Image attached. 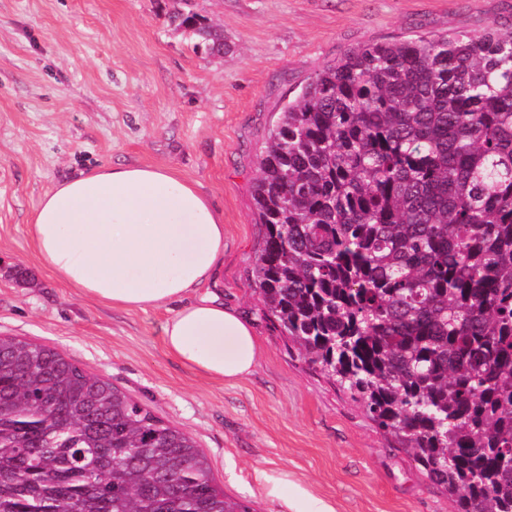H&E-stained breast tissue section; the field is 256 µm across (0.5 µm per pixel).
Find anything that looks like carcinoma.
<instances>
[{
  "label": "carcinoma",
  "mask_w": 512,
  "mask_h": 512,
  "mask_svg": "<svg viewBox=\"0 0 512 512\" xmlns=\"http://www.w3.org/2000/svg\"><path fill=\"white\" fill-rule=\"evenodd\" d=\"M182 24L219 48L194 15ZM265 315L455 504L512 512V34L369 42L269 128ZM0 512H251L192 436L0 339Z\"/></svg>",
  "instance_id": "cac0c4a2"
}]
</instances>
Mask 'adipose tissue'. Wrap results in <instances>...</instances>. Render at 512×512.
I'll list each match as a JSON object with an SVG mask.
<instances>
[{
	"label": "adipose tissue",
	"instance_id": "1",
	"mask_svg": "<svg viewBox=\"0 0 512 512\" xmlns=\"http://www.w3.org/2000/svg\"><path fill=\"white\" fill-rule=\"evenodd\" d=\"M28 232L75 292L126 309L174 305L163 343L190 369L220 380L251 373L252 325L207 290L224 254V220L191 183L160 167L103 165L45 194Z\"/></svg>",
	"mask_w": 512,
	"mask_h": 512
}]
</instances>
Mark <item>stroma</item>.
<instances>
[{
    "instance_id": "1",
    "label": "stroma",
    "mask_w": 512,
    "mask_h": 512,
    "mask_svg": "<svg viewBox=\"0 0 512 512\" xmlns=\"http://www.w3.org/2000/svg\"><path fill=\"white\" fill-rule=\"evenodd\" d=\"M221 36L196 48L182 13ZM495 26L512 0H0V338L63 353L190 434L252 512H450L442 490L265 318L250 285L266 133L315 73L373 41ZM163 167L224 218L216 291L252 325L256 365L213 380L165 350L167 306L116 308L44 267L27 229L60 181ZM18 266L28 279L8 270Z\"/></svg>"
}]
</instances>
